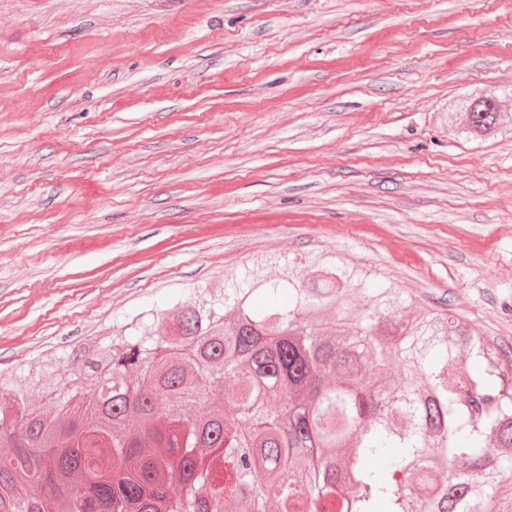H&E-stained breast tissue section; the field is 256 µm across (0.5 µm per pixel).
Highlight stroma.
Instances as JSON below:
<instances>
[{
  "instance_id": "35a3bbf8",
  "label": "stroma",
  "mask_w": 512,
  "mask_h": 512,
  "mask_svg": "<svg viewBox=\"0 0 512 512\" xmlns=\"http://www.w3.org/2000/svg\"><path fill=\"white\" fill-rule=\"evenodd\" d=\"M512 0H0V396L330 252L512 355ZM499 95L476 90L448 107V127L466 140L483 142L504 132Z\"/></svg>"
}]
</instances>
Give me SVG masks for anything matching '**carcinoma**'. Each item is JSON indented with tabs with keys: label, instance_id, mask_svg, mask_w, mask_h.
Here are the masks:
<instances>
[{
	"label": "carcinoma",
	"instance_id": "1",
	"mask_svg": "<svg viewBox=\"0 0 512 512\" xmlns=\"http://www.w3.org/2000/svg\"><path fill=\"white\" fill-rule=\"evenodd\" d=\"M448 127L504 132L499 95L453 102ZM406 305L327 255L245 272L168 325L140 312L83 355L92 403L0 402V512H490L512 477V356L451 313L405 322ZM59 365L27 382L55 390Z\"/></svg>",
	"mask_w": 512,
	"mask_h": 512
}]
</instances>
